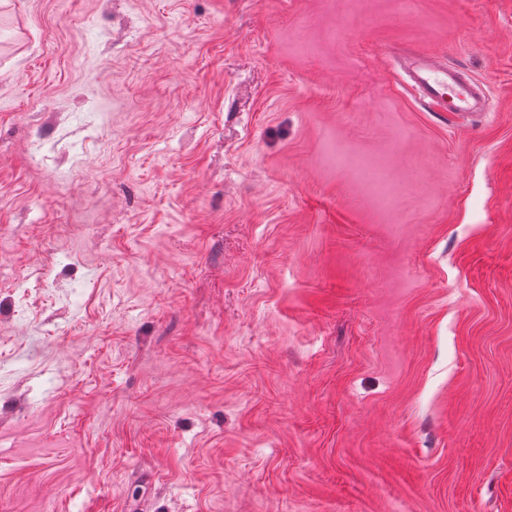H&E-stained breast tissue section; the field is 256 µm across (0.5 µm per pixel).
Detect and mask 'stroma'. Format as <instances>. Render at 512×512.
Masks as SVG:
<instances>
[{
    "label": "stroma",
    "mask_w": 512,
    "mask_h": 512,
    "mask_svg": "<svg viewBox=\"0 0 512 512\" xmlns=\"http://www.w3.org/2000/svg\"><path fill=\"white\" fill-rule=\"evenodd\" d=\"M0 264V512H512V0H0ZM404 69L423 98L440 109L470 118L484 112L481 99H486V93L474 86L459 66L442 65L428 56L415 55L404 58Z\"/></svg>",
    "instance_id": "1"
}]
</instances>
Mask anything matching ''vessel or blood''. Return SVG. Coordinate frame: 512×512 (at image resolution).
Listing matches in <instances>:
<instances>
[{
    "label": "vessel or blood",
    "mask_w": 512,
    "mask_h": 512,
    "mask_svg": "<svg viewBox=\"0 0 512 512\" xmlns=\"http://www.w3.org/2000/svg\"><path fill=\"white\" fill-rule=\"evenodd\" d=\"M404 69L419 88L423 98L441 108H449L460 117H474L481 112L484 91L474 86L457 66H447L425 55L405 58Z\"/></svg>",
    "instance_id": "obj_1"
}]
</instances>
